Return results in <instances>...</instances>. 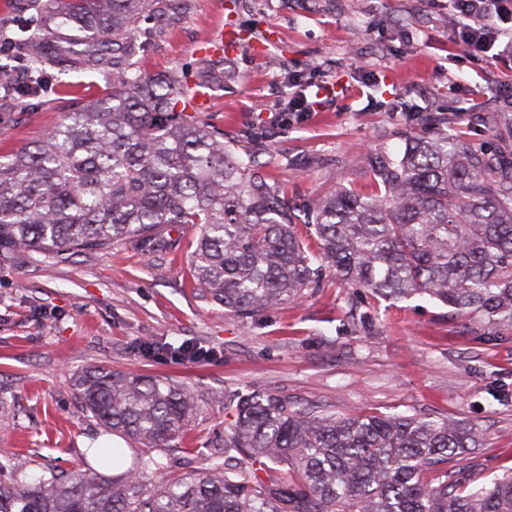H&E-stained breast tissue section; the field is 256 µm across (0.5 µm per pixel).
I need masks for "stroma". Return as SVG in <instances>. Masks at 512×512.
Wrapping results in <instances>:
<instances>
[{"instance_id":"stroma-1","label":"stroma","mask_w":512,"mask_h":512,"mask_svg":"<svg viewBox=\"0 0 512 512\" xmlns=\"http://www.w3.org/2000/svg\"><path fill=\"white\" fill-rule=\"evenodd\" d=\"M452 24L448 0H194L174 30L140 22L138 65L155 77L193 69L204 38L233 28L239 49L216 68L200 118L241 153L251 148L247 127H262L260 161L303 206L338 186L371 192V156L396 158L409 139L437 137L430 118L439 113L474 146L512 152V55H462ZM295 75L330 85L320 111H286ZM111 89L85 70L49 80L34 98L1 87L0 156ZM179 235L174 252L100 249L0 269V462L23 460L35 475L81 468L102 427L81 413L73 379L104 365L197 395L178 448L157 457L163 467L203 466L206 442L224 434L218 394L258 386L339 415L469 421L483 436L480 480L512 472V329L425 297L386 300L329 270L300 299L239 317L196 288V233ZM148 341L197 342L221 357H148L137 351Z\"/></svg>"}]
</instances>
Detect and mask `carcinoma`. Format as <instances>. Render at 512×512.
I'll use <instances>...</instances> for the list:
<instances>
[{"label":"carcinoma","mask_w":512,"mask_h":512,"mask_svg":"<svg viewBox=\"0 0 512 512\" xmlns=\"http://www.w3.org/2000/svg\"><path fill=\"white\" fill-rule=\"evenodd\" d=\"M154 0H27L35 29L15 38L27 67L20 96L50 71L81 68L112 92L78 105L30 148L0 159V267L85 250L163 253L172 227L197 228L189 256L204 297L254 318L299 299L327 268L374 295L425 294L494 327L512 328V153L475 148L461 133L412 139L399 159L376 154L367 195L338 187L305 214L321 241L309 253L289 203L254 153L188 113L213 88L219 60L194 80L136 68L134 32ZM160 30L193 0H161ZM187 360L219 352L150 345ZM83 410L141 452L121 448L70 474L27 477L0 462V512H512V475L475 485L480 430L452 418L336 416L259 388L224 391V438L208 466L153 481L155 455L177 447L194 394L166 379L91 367L74 379ZM104 470H117L112 477Z\"/></svg>","instance_id":"carcinoma-1"}]
</instances>
